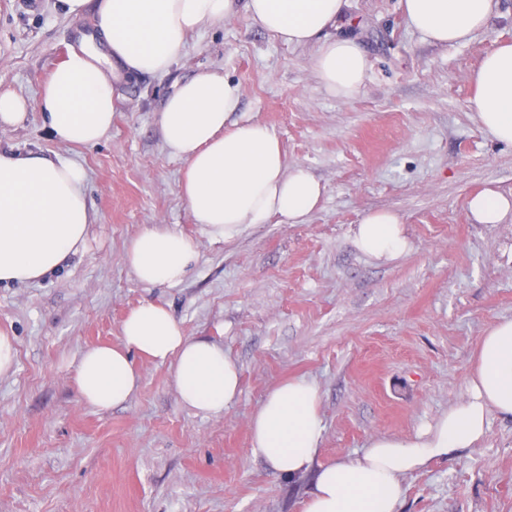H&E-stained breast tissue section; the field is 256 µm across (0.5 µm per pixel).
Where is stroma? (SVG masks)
<instances>
[{"label":"stroma","instance_id":"stroma-1","mask_svg":"<svg viewBox=\"0 0 512 512\" xmlns=\"http://www.w3.org/2000/svg\"><path fill=\"white\" fill-rule=\"evenodd\" d=\"M495 2L488 30L449 45L410 27L399 0H350L343 31L370 69L348 101L319 83L315 46L285 45L241 13L192 34L168 76L121 84L97 145L57 143L34 110L0 128L1 147L81 164L95 215L63 268L0 285V332L17 347L0 375V512H304L312 475L276 477L250 452V417L277 383L317 385L323 461L376 436L412 437L463 396L481 336L512 319V221L476 224L467 210L472 194L512 192V145L468 108L482 56L512 41V0ZM76 26L58 0L33 11L0 0V91L36 101ZM209 70L238 85L235 120L266 125L287 163L322 184L304 223L276 216L228 241L195 224L178 191L185 163L157 115L175 81ZM376 209L406 227L410 248L391 264L350 242ZM151 228L199 244L179 286H144L125 262L126 244ZM148 300L237 362L241 393L224 414L183 406L167 367L140 357L127 402H82L71 383L82 353L119 344L124 317ZM403 487L401 512H512V420L491 416L480 445Z\"/></svg>","mask_w":512,"mask_h":512}]
</instances>
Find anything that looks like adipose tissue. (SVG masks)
<instances>
[{"label":"adipose tissue","instance_id":"adipose-tissue-1","mask_svg":"<svg viewBox=\"0 0 512 512\" xmlns=\"http://www.w3.org/2000/svg\"><path fill=\"white\" fill-rule=\"evenodd\" d=\"M64 13L89 20L96 45L70 51L53 70L36 102L0 93V126H14L29 110L41 112L62 145L93 146L109 133L118 87L134 76H165L188 36L238 13L280 42L317 45L311 67L336 98L351 99L369 70L355 39L333 36L349 0H60ZM494 0H400L409 24L426 39L460 44L489 28ZM469 108L494 140L512 144V43L498 42L472 75ZM237 85L215 71L176 81L158 116L169 154L186 163L179 193L195 223L214 237L231 239L270 217L304 223L322 186L301 165H287L278 138L264 125L230 122L238 111ZM86 172L75 162L0 148V283L40 280L85 245L93 213ZM475 223L512 219V194L491 189L473 195ZM351 243L366 258L389 263L409 248L401 216L367 213ZM199 256L185 235L150 229L133 239L125 261L145 286L180 285ZM140 355L168 366L180 402L218 416L240 393V369L222 344L189 335L163 305L144 302L124 319L119 345L86 350L74 377L82 401L106 410L125 403L141 376ZM321 396L296 378L270 390L250 423V451L272 474H313L304 512H400L405 475L445 459L485 438L491 415L512 418V319L485 331L472 357L466 393L433 424L410 438L376 437L355 458L318 461Z\"/></svg>","mask_w":512,"mask_h":512}]
</instances>
